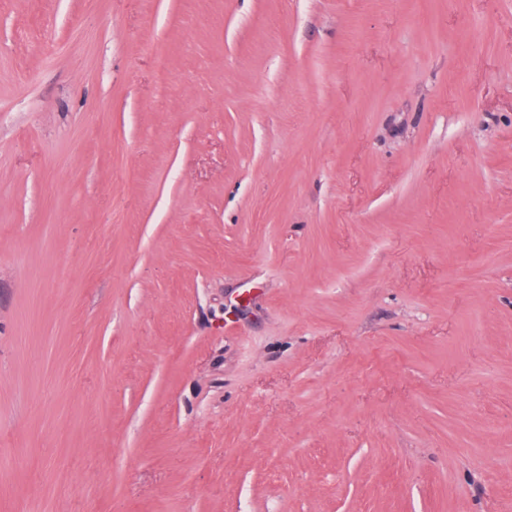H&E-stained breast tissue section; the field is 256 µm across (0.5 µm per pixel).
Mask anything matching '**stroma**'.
<instances>
[{
    "mask_svg": "<svg viewBox=\"0 0 512 512\" xmlns=\"http://www.w3.org/2000/svg\"><path fill=\"white\" fill-rule=\"evenodd\" d=\"M0 512H512V0H0Z\"/></svg>",
    "mask_w": 512,
    "mask_h": 512,
    "instance_id": "stroma-1",
    "label": "stroma"
}]
</instances>
